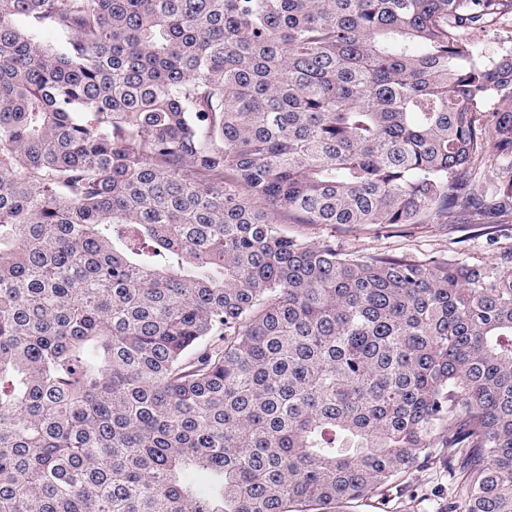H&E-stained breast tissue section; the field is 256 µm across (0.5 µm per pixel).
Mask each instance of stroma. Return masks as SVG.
Wrapping results in <instances>:
<instances>
[{"instance_id": "1", "label": "stroma", "mask_w": 512, "mask_h": 512, "mask_svg": "<svg viewBox=\"0 0 512 512\" xmlns=\"http://www.w3.org/2000/svg\"><path fill=\"white\" fill-rule=\"evenodd\" d=\"M290 234L318 243L332 237L338 248L358 254H389L424 260L432 256L462 262L490 261L512 248V218L497 224L433 222L403 228H346L291 224Z\"/></svg>"}]
</instances>
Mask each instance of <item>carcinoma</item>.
Wrapping results in <instances>:
<instances>
[{
  "mask_svg": "<svg viewBox=\"0 0 512 512\" xmlns=\"http://www.w3.org/2000/svg\"><path fill=\"white\" fill-rule=\"evenodd\" d=\"M512 0H0V512H512ZM51 28L64 37L46 45ZM512 37V20L495 23L483 31L474 32L471 38L482 48L487 56H495L503 41ZM478 172L474 183L478 192H489L502 181L512 179V168L497 159H485L476 166ZM418 224L403 228H346L327 225L284 224L290 234L311 243L336 238V247L357 254H389L424 260L432 256L461 262L494 260L512 247V218L502 224Z\"/></svg>",
  "mask_w": 512,
  "mask_h": 512,
  "instance_id": "carcinoma-1",
  "label": "carcinoma"
}]
</instances>
